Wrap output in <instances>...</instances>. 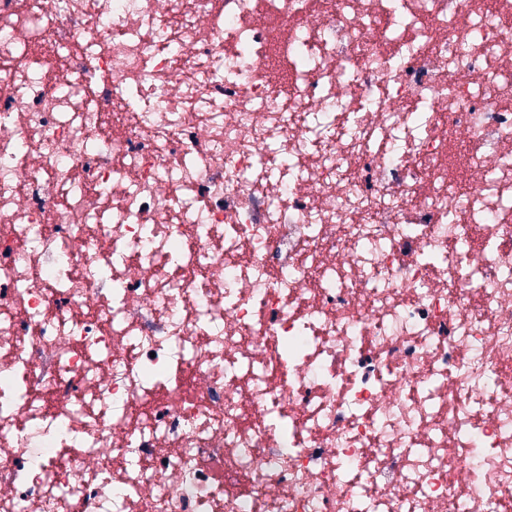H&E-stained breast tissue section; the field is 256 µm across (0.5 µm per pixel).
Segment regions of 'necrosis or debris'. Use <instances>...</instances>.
<instances>
[{
  "mask_svg": "<svg viewBox=\"0 0 512 512\" xmlns=\"http://www.w3.org/2000/svg\"><path fill=\"white\" fill-rule=\"evenodd\" d=\"M0 512H512V0H0Z\"/></svg>",
  "mask_w": 512,
  "mask_h": 512,
  "instance_id": "obj_1",
  "label": "necrosis or debris"
}]
</instances>
